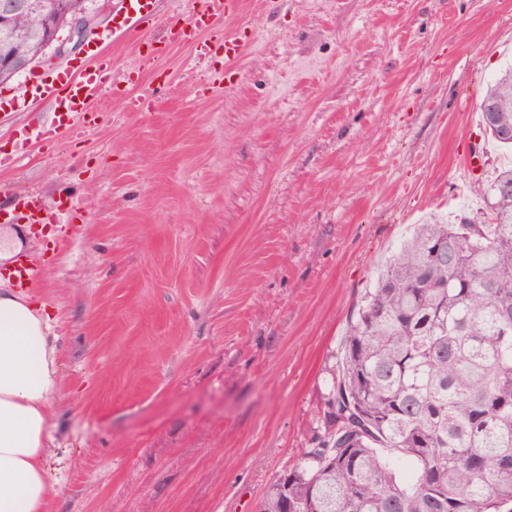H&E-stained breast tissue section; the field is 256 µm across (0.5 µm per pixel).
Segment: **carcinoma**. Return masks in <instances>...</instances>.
Returning a JSON list of instances; mask_svg holds the SVG:
<instances>
[{
    "label": "carcinoma",
    "mask_w": 512,
    "mask_h": 512,
    "mask_svg": "<svg viewBox=\"0 0 512 512\" xmlns=\"http://www.w3.org/2000/svg\"><path fill=\"white\" fill-rule=\"evenodd\" d=\"M0 55H35L46 30ZM485 133L512 139V67L489 85ZM489 211L416 225L349 320L317 447L259 512H512V169Z\"/></svg>",
    "instance_id": "cac0c4a2"
}]
</instances>
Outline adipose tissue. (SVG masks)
I'll list each match as a JSON object with an SVG mask.
<instances>
[{
    "label": "adipose tissue",
    "mask_w": 512,
    "mask_h": 512,
    "mask_svg": "<svg viewBox=\"0 0 512 512\" xmlns=\"http://www.w3.org/2000/svg\"><path fill=\"white\" fill-rule=\"evenodd\" d=\"M60 383L46 317L0 292V512H44L50 401Z\"/></svg>",
    "instance_id": "1"
}]
</instances>
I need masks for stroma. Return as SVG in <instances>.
Wrapping results in <instances>:
<instances>
[{
	"mask_svg": "<svg viewBox=\"0 0 512 512\" xmlns=\"http://www.w3.org/2000/svg\"><path fill=\"white\" fill-rule=\"evenodd\" d=\"M239 25L229 87L192 44H105L89 128L31 93L85 60L68 31L0 85V203L70 208L21 249L61 376L45 512H257L314 447L378 270L414 225L487 211L469 152L486 184L512 166L480 109L512 0H243ZM20 127L42 133L21 152Z\"/></svg>",
	"mask_w": 512,
	"mask_h": 512,
	"instance_id": "35a3bbf8",
	"label": "stroma"
}]
</instances>
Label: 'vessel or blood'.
Segmentation results:
<instances>
[{"instance_id":"b4317fda","label":"vessel or blood","mask_w":512,"mask_h":512,"mask_svg":"<svg viewBox=\"0 0 512 512\" xmlns=\"http://www.w3.org/2000/svg\"><path fill=\"white\" fill-rule=\"evenodd\" d=\"M157 0H116L117 7L112 14V38L130 33L147 35L155 17ZM188 26L171 29L170 38L174 41L192 42L198 57L205 58L216 52H223L227 66H234L247 52L249 42L240 32L232 30V22L241 11V0H197ZM96 68L92 71L64 72L60 92L56 99V113L59 126H67L71 121L94 124L98 110L95 98L104 87L105 67L102 54H95ZM66 222L64 209L49 211L43 200L36 196L24 198L18 210L0 207V222L14 224L25 221L29 224H42L46 220ZM10 276L19 290L35 287L40 281V270L27 262H18Z\"/></svg>"}]
</instances>
